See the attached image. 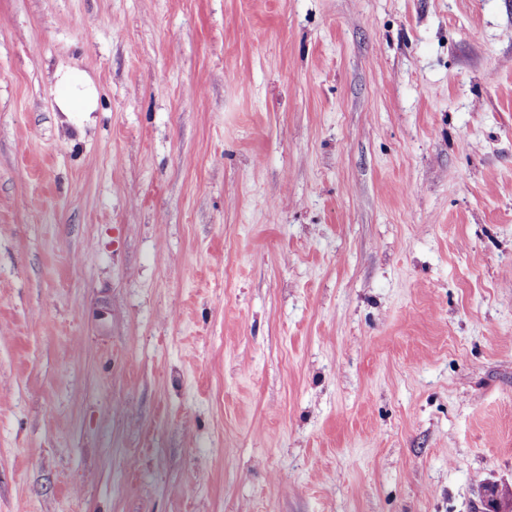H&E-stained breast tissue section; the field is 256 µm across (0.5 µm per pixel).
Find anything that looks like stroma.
<instances>
[{
    "label": "stroma",
    "instance_id": "1",
    "mask_svg": "<svg viewBox=\"0 0 512 512\" xmlns=\"http://www.w3.org/2000/svg\"><path fill=\"white\" fill-rule=\"evenodd\" d=\"M492 482L512 0H0V512H478ZM57 85L61 88L57 104L61 112H76L88 116L97 106V91L84 72L68 69L56 73Z\"/></svg>",
    "mask_w": 512,
    "mask_h": 512
}]
</instances>
